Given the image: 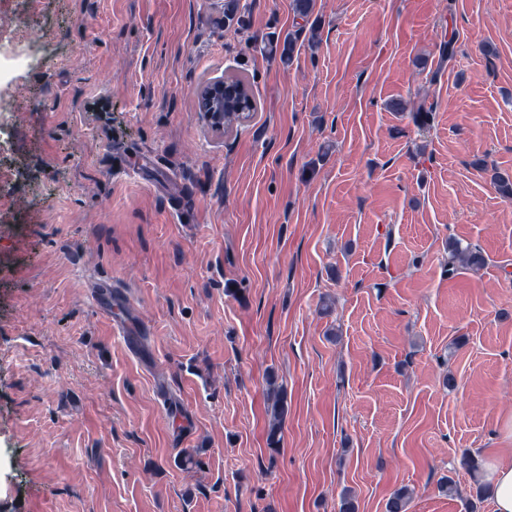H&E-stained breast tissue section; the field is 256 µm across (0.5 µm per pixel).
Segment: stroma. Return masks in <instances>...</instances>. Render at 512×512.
Segmentation results:
<instances>
[{"label":"stroma","mask_w":512,"mask_h":512,"mask_svg":"<svg viewBox=\"0 0 512 512\" xmlns=\"http://www.w3.org/2000/svg\"><path fill=\"white\" fill-rule=\"evenodd\" d=\"M226 2L0 0V512H492L462 457L512 448V0ZM224 83L234 87H242L243 95L236 103L224 105ZM201 112L208 124L217 130L232 127L246 119L249 112L255 109L253 96L246 82L238 76L218 78L203 87L199 92ZM224 112V113H223ZM485 264L484 256L459 242L448 245L447 272L448 277H455L460 270L477 271ZM270 400L271 420L267 427L266 442L268 448L275 449L280 447L282 427L288 415V400L286 392L282 389H273Z\"/></svg>","instance_id":"35a3bbf8"}]
</instances>
